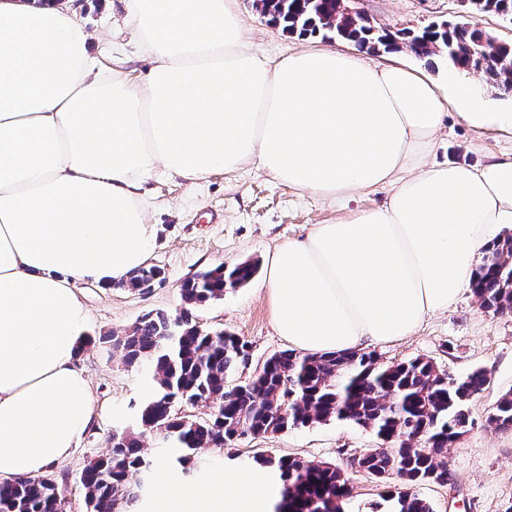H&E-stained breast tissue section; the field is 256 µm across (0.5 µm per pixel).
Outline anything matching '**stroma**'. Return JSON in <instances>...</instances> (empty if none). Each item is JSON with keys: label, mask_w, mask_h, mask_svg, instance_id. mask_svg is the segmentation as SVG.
<instances>
[{"label": "stroma", "mask_w": 512, "mask_h": 512, "mask_svg": "<svg viewBox=\"0 0 512 512\" xmlns=\"http://www.w3.org/2000/svg\"><path fill=\"white\" fill-rule=\"evenodd\" d=\"M239 4L251 47L270 58L313 47L355 49L348 42L291 36L263 17L253 0ZM73 5L96 40L119 46L129 42L122 0H73ZM359 7L374 25L395 31L449 20L462 10L460 0H361ZM511 152V134L475 130L452 114L429 160L476 166ZM151 189L156 203L148 209L147 219L158 233L150 262L162 269V280L145 290L93 283L79 288L88 319L77 362L91 385L98 416L72 455L51 468L53 475L67 476L71 484L68 512H87L79 486L82 469L110 450L113 432L136 428L137 413L154 391L151 377L125 364L121 352L113 349V336L124 335L149 312L179 309L180 285L192 273L219 264L265 262L283 242L303 238L311 225L330 224L341 216L336 208L252 164L233 173L215 172L194 187L164 176L153 181ZM194 315L204 330L231 332L247 341L252 364L288 348L274 329L270 301L256 283L227 291L223 299L196 308ZM376 352L387 363L423 357L455 377L476 369L485 372L483 392L468 405L473 425L447 453L448 484H426L420 492L434 512H512V430H494L486 423L500 395L512 390V312L483 311L468 290L448 310L427 317L415 335L377 347ZM377 444L372 431L331 420L276 434H249L223 448L199 449L201 468L186 473L162 437L152 434L144 440L151 464H166L181 483L231 467L256 469L260 454L340 464L350 454ZM386 491L370 475L355 474L344 512H376Z\"/></svg>", "instance_id": "35a3bbf8"}]
</instances>
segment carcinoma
Segmentation results:
<instances>
[{
  "label": "carcinoma",
  "mask_w": 512,
  "mask_h": 512,
  "mask_svg": "<svg viewBox=\"0 0 512 512\" xmlns=\"http://www.w3.org/2000/svg\"><path fill=\"white\" fill-rule=\"evenodd\" d=\"M254 6L301 38L345 41L369 55L405 46L422 58H437L451 71L481 73L489 84H512V45L495 41L468 21L402 29L389 40L381 28L324 22L335 0H254ZM480 12L512 19V0H483ZM256 272L251 262L197 271L181 284L179 311L149 312L128 333L112 337L127 363L151 372L155 389L139 410V431L113 433L110 452L82 471L90 512H114L117 504L140 507L148 434L161 435L179 449L177 462L186 468L200 448L331 419L371 430L381 446L349 455L344 468L298 457L258 459L281 479L275 512H343L339 495L360 472L396 483L385 497L386 512H434L418 487L448 483L445 453L468 431L467 405L484 390V371L454 378L423 358L389 364L373 351L302 355L285 350L232 384L230 378L248 365L247 344L230 333L204 331L193 309L222 299L227 289L244 286ZM160 276V268L142 267L125 287L143 288ZM471 287L485 311H512V235L484 249ZM182 404L205 409V417L179 413ZM487 422L497 430L512 429V391L499 397ZM61 486L45 476L1 482L0 512H66Z\"/></svg>",
  "instance_id": "1"
}]
</instances>
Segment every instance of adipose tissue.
<instances>
[{
    "label": "adipose tissue",
    "instance_id": "1",
    "mask_svg": "<svg viewBox=\"0 0 512 512\" xmlns=\"http://www.w3.org/2000/svg\"><path fill=\"white\" fill-rule=\"evenodd\" d=\"M152 67L93 46L70 0H0V481L65 461L96 417L77 365L78 285L147 265L148 184H196L252 164L336 209L381 187V207L280 245L261 283L279 336L302 354L415 334L470 287L478 254L512 224V154L478 167L426 158L449 113L512 134L471 86L449 92L390 60L248 48L238 0H124ZM150 512H271L281 482L232 471L190 485L157 470Z\"/></svg>",
    "mask_w": 512,
    "mask_h": 512
}]
</instances>
